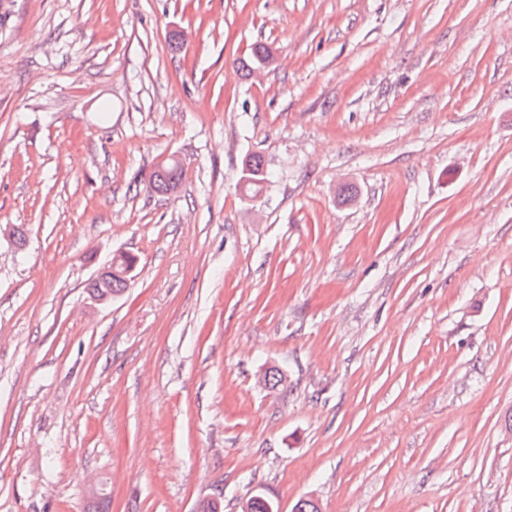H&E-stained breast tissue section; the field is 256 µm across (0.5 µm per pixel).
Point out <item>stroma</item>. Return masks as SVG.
<instances>
[{"label":"stroma","mask_w":512,"mask_h":512,"mask_svg":"<svg viewBox=\"0 0 512 512\" xmlns=\"http://www.w3.org/2000/svg\"><path fill=\"white\" fill-rule=\"evenodd\" d=\"M511 417L512 0H0V512H512ZM169 163L182 164L177 156H170L162 158L158 163V167L164 169ZM182 173V169L173 164L168 165L163 173L154 171L150 179V188L155 193L171 195L170 190L179 187ZM176 191L177 189L171 193H175ZM128 279L125 277L116 276L114 273L112 275L108 274L102 277L101 280L90 282L87 285L89 294H97L103 297H92L95 302L100 304L107 303L109 301V296H112V299L117 297L120 293L124 291L127 286ZM107 295V296H104Z\"/></svg>","instance_id":"1"}]
</instances>
